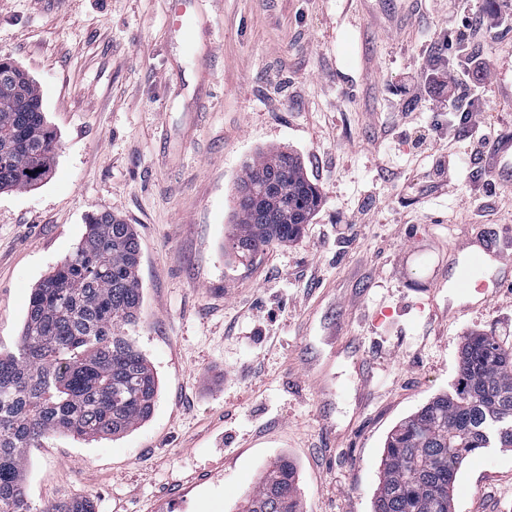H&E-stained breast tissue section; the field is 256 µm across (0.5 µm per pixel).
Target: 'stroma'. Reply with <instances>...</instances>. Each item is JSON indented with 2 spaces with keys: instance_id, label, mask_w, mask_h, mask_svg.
I'll return each instance as SVG.
<instances>
[{
  "instance_id": "stroma-1",
  "label": "stroma",
  "mask_w": 512,
  "mask_h": 512,
  "mask_svg": "<svg viewBox=\"0 0 512 512\" xmlns=\"http://www.w3.org/2000/svg\"><path fill=\"white\" fill-rule=\"evenodd\" d=\"M184 5L189 41L170 0H0V56L37 82L58 140L40 185L0 191V351L33 288L109 212L138 236L143 303L126 333L159 380L135 430L30 449L28 496L242 512L285 457L302 512H374L388 435L456 384L464 337L512 349L511 290L451 318L455 290L424 286L478 234L458 217L493 179L466 140L449 146L460 113L406 90L448 0ZM497 48L481 111L506 130L512 57ZM403 109L418 130L397 131ZM270 151L294 154L322 202L296 240L244 260L228 247L237 186ZM452 495L454 512H512V448L469 456Z\"/></svg>"
}]
</instances>
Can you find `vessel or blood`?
Wrapping results in <instances>:
<instances>
[{"mask_svg":"<svg viewBox=\"0 0 512 512\" xmlns=\"http://www.w3.org/2000/svg\"><path fill=\"white\" fill-rule=\"evenodd\" d=\"M489 168L501 180L512 181V130L499 132L488 145ZM452 286L462 296L477 293L489 303L488 284L512 286V257L503 254L485 236H478L456 250Z\"/></svg>","mask_w":512,"mask_h":512,"instance_id":"vessel-or-blood-1","label":"vessel or blood"}]
</instances>
